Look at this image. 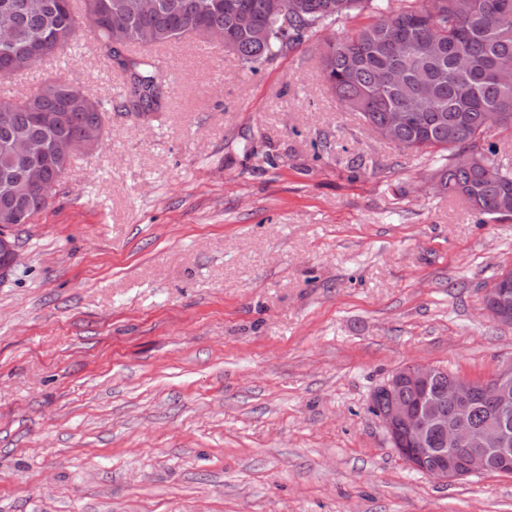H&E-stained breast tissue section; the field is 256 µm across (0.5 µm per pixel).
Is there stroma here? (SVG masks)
<instances>
[{
    "instance_id": "35a3bbf8",
    "label": "stroma",
    "mask_w": 512,
    "mask_h": 512,
    "mask_svg": "<svg viewBox=\"0 0 512 512\" xmlns=\"http://www.w3.org/2000/svg\"><path fill=\"white\" fill-rule=\"evenodd\" d=\"M360 22L254 71L175 42L153 54L160 112L121 107L86 28L0 83L14 98L58 75L108 110L100 146L11 230L0 512H512V476L434 480L370 411L409 363L512 368V328L484 309L512 220L478 223L434 190L437 153L338 105L320 47Z\"/></svg>"
}]
</instances>
